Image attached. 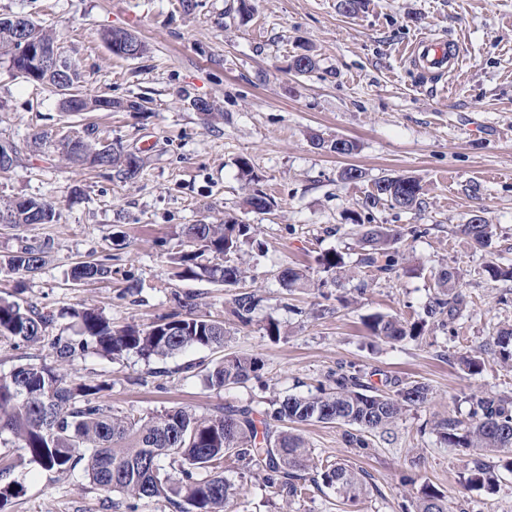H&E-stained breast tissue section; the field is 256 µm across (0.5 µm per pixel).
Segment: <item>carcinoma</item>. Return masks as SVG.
I'll use <instances>...</instances> for the list:
<instances>
[{
  "mask_svg": "<svg viewBox=\"0 0 512 512\" xmlns=\"http://www.w3.org/2000/svg\"><path fill=\"white\" fill-rule=\"evenodd\" d=\"M0 59L11 68L15 59L13 32L0 20ZM320 149L349 155L356 149L351 140L320 136L313 138ZM102 141L88 130L74 146L68 138L54 145L50 157L66 168L105 167L117 177L130 181L143 171L144 158L131 150L110 147L101 155ZM420 184L409 176L385 177L374 183L364 207L371 210L386 201L401 210H413L421 204ZM6 225L54 224L58 220L55 202L44 198L14 197L0 199V218ZM364 253L358 265L378 276L391 274L405 260L395 248L400 233L382 224H360ZM461 231L477 245H491L493 229L482 216L477 222L461 225ZM257 228L228 219L222 224H187L182 234L188 249L172 258L175 276L182 280H207L224 286H237L245 278L238 262L247 247H259ZM48 243L23 244L9 258L15 274L37 272L44 264ZM322 272L335 281L349 276L350 269L336 251L318 257ZM112 273L101 262H83L73 271L75 281H92ZM279 282L287 290L304 288L308 278L302 270L290 266L279 272ZM459 272L443 269L437 275L440 291L426 305V318L412 324L398 318L371 314L365 318L374 335L387 342L424 335L428 320L439 326L452 323L465 306L456 291ZM260 297L253 290L240 291L232 298L234 314L243 324L258 306ZM79 340L51 343L56 361L63 364L88 352L120 358L134 353L146 361L166 359L189 348L224 350L227 331L224 320L192 311L173 313L146 326L127 324L115 327L100 312L85 308L77 313ZM49 319L31 306L0 298V342L17 347L43 337ZM494 354L512 363V327L502 328L490 343ZM262 369L258 357L235 352L225 353L205 374L206 385L226 389L259 378ZM102 385L92 380H69L57 367L47 363H23L0 375V435L7 432L29 462L61 476L69 474L81 462L90 483L104 493L119 492L133 500L165 498L181 512H224L234 495L233 485L224 479V466L235 465L252 472L258 470L269 486H278L288 497L305 494L302 472L311 468V449L294 425L312 422H342L354 427L345 433L346 443L358 450L369 448L366 434L385 430L396 423L404 411L429 401L430 388L424 383H407L394 394L370 392L360 371L343 366L328 375L318 393L309 396L288 395L269 403L258 412L251 405L227 406L207 416L177 408L151 417L119 415L96 400ZM264 416V430L258 431L256 415ZM444 445L475 448L500 453L493 462L476 456L471 461L467 482L492 490L501 469L512 472V399L478 397L472 399L467 420L444 418L434 425ZM170 460L182 475L171 482L163 462ZM205 471L207 476L197 477ZM324 486L350 501L366 494L363 472L347 464H326L318 472ZM192 506L184 510L176 498ZM415 512H448L445 496L424 485L417 493Z\"/></svg>",
  "mask_w": 512,
  "mask_h": 512,
  "instance_id": "1",
  "label": "carcinoma"
}]
</instances>
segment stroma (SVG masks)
<instances>
[{
	"label": "stroma",
	"instance_id": "35a3bbf8",
	"mask_svg": "<svg viewBox=\"0 0 512 512\" xmlns=\"http://www.w3.org/2000/svg\"><path fill=\"white\" fill-rule=\"evenodd\" d=\"M0 0V17L26 16L54 29L70 60L84 74L88 96L115 100L143 97L144 112L59 109L48 88L18 76L0 61V141L22 149L0 174V199L16 196L54 201V224L0 226V296L49 316L44 337L13 348L0 343V374L22 363L51 362V339L78 336L75 310L94 306L114 326L146 325L188 303L194 312L222 318L227 351L255 355L260 379L223 390L207 387L206 367L216 353L191 349L165 360L134 354L113 360L87 353L60 367L70 378L103 384L100 399L115 413L149 416L186 407L207 415L227 405L264 409L271 400L305 395L341 366L360 370L380 393L421 382L427 404L413 407L385 432L369 434L370 451L357 455L346 443L345 424L311 423L299 431L315 463H344L361 470L369 494L347 501L323 484L307 481L302 498H289L261 476L235 467L225 478L235 488L226 512H414L417 486L432 483L447 498L448 512H512V473L494 490L463 481L473 450L440 444L434 421L466 418L469 398L512 397V367L484 345L512 325V279H490L488 262L512 265V0H362L346 14L339 0ZM122 28L146 43L136 59L113 56L100 39ZM423 37L452 40L465 48L459 71L426 78L407 61ZM310 49L314 70L290 68ZM196 99L218 105L224 118L204 126ZM95 129L100 136L142 152L141 175L123 182L92 169H62L31 151L34 136L59 137ZM356 142L349 155L312 143L314 135ZM249 159L273 207L252 210L239 159ZM354 165L365 177L340 179ZM397 175L422 186L419 208L381 203L365 211L375 181ZM402 232L406 256L395 273L369 280L357 267L361 252L354 217ZM482 216L493 224L491 247L465 235L462 224ZM233 217L259 228L261 249L243 256L245 284L262 301L249 325L231 313L235 288L173 275L171 256L186 247L184 225ZM423 235H413V227ZM124 233L125 248L113 246ZM50 240L42 268L12 273L7 261L22 242ZM335 250L354 266L341 285L328 283L316 259ZM108 261L111 276L74 283L81 261ZM308 269L307 287L287 291L277 273ZM461 274L468 304L449 328L428 326L419 340L390 343L365 326L379 312L413 323L435 296L443 268ZM366 291H358L360 281ZM139 290L129 296L127 282ZM281 324L267 336L268 319ZM479 356V373L460 358ZM4 482L17 493L0 512H176L162 498L137 502L89 483L83 468L60 476L30 463L14 443L0 444ZM413 475L415 485L404 484Z\"/></svg>",
	"mask_w": 512,
	"mask_h": 512
}]
</instances>
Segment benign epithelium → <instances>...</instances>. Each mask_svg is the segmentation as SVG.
Listing matches in <instances>:
<instances>
[{"label":"benign epithelium","mask_w":512,"mask_h":512,"mask_svg":"<svg viewBox=\"0 0 512 512\" xmlns=\"http://www.w3.org/2000/svg\"><path fill=\"white\" fill-rule=\"evenodd\" d=\"M17 30L15 40V55L25 64L26 74L37 75L42 71L56 74L59 91L72 96L69 89L67 74L70 73L69 58L59 43H43L33 39L29 33V26L23 19L13 20ZM109 47L113 54L125 58H133L139 49V39L132 33L114 29L110 36Z\"/></svg>","instance_id":"7a95c632"}]
</instances>
